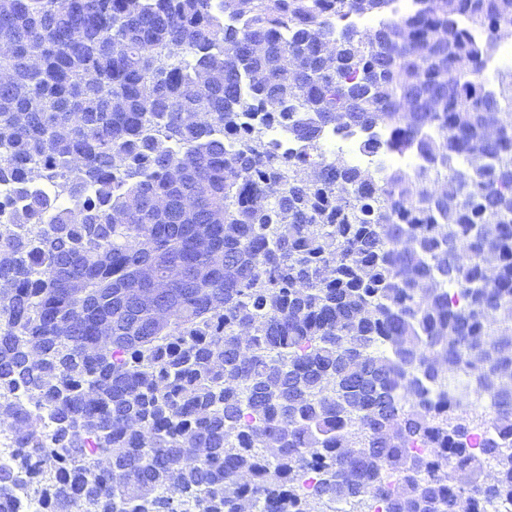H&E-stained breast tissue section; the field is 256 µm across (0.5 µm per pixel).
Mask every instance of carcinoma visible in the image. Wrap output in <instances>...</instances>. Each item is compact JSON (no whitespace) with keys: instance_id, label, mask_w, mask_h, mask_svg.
Listing matches in <instances>:
<instances>
[{"instance_id":"1","label":"carcinoma","mask_w":512,"mask_h":512,"mask_svg":"<svg viewBox=\"0 0 512 512\" xmlns=\"http://www.w3.org/2000/svg\"><path fill=\"white\" fill-rule=\"evenodd\" d=\"M130 2L0 0V497L512 512V0ZM177 271V267L174 265H169L165 275L161 278L157 276L153 268H146L145 269V276L153 281L156 285L155 288H151L146 291H142L137 293L131 300V305L133 307H139L151 304L155 308H158L160 306L157 305V302L161 296V290L158 288H161L160 284L167 283L168 281L172 280L174 274Z\"/></svg>"}]
</instances>
